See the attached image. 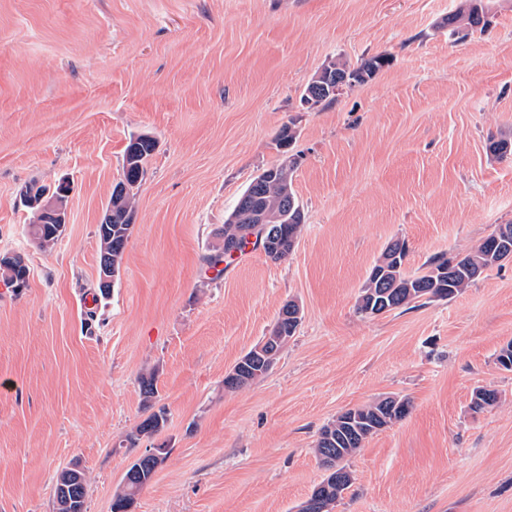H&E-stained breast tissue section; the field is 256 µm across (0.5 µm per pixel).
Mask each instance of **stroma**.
Segmentation results:
<instances>
[{"label":"stroma","mask_w":512,"mask_h":512,"mask_svg":"<svg viewBox=\"0 0 512 512\" xmlns=\"http://www.w3.org/2000/svg\"><path fill=\"white\" fill-rule=\"evenodd\" d=\"M463 0H0V512H55L79 464L86 512H111L129 464L168 455L133 512H298L323 479L314 445L344 409L395 395L408 414L346 461L334 512H512V261L452 299L356 310L386 245L406 268L462 254L512 224V0L485 31L449 35ZM387 64L310 111L330 60ZM296 132L304 226L211 277L202 262L241 193ZM157 142L107 295L101 221L131 135ZM69 179L67 230L27 236L21 190ZM302 309L268 375L224 377L288 301ZM158 394L144 405L139 379ZM497 407H472L476 388ZM165 408L156 434L127 437ZM4 254L0 257V276L8 288L20 290L26 288L29 277V269L21 255L9 256ZM5 266L4 268H2Z\"/></svg>","instance_id":"obj_1"}]
</instances>
